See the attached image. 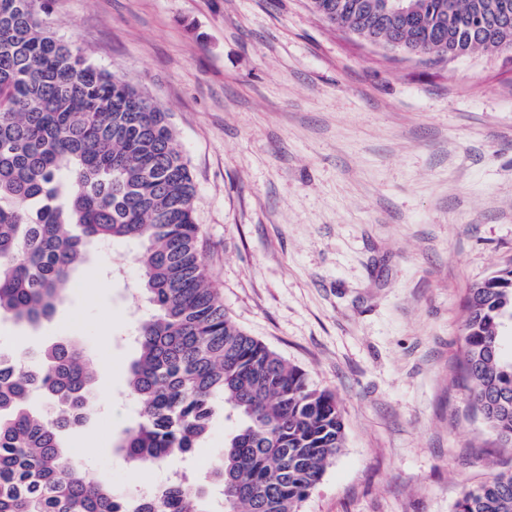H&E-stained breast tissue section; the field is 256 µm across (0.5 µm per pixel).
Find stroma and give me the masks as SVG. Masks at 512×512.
Wrapping results in <instances>:
<instances>
[{
    "mask_svg": "<svg viewBox=\"0 0 512 512\" xmlns=\"http://www.w3.org/2000/svg\"><path fill=\"white\" fill-rule=\"evenodd\" d=\"M42 19L169 113L226 314L335 394L345 445L300 512H455L512 469L459 370L466 290L512 263L511 52L431 61L308 0H48ZM131 252L92 248L40 325L0 318L2 352L77 339L114 364L67 440L129 494L157 477L113 451L150 311Z\"/></svg>",
    "mask_w": 512,
    "mask_h": 512,
    "instance_id": "obj_1",
    "label": "stroma"
}]
</instances>
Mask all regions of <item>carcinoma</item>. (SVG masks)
<instances>
[{
    "label": "carcinoma",
    "mask_w": 512,
    "mask_h": 512,
    "mask_svg": "<svg viewBox=\"0 0 512 512\" xmlns=\"http://www.w3.org/2000/svg\"><path fill=\"white\" fill-rule=\"evenodd\" d=\"M332 25L434 58L492 52L512 0H309ZM42 0H0V316L36 326L89 246L135 245L137 288L155 307L134 331L128 386L138 420L116 445L128 463L186 457L217 409L237 418L208 474L224 512H299L343 448L334 394L229 319L200 259L196 189L168 113L44 27ZM463 381L471 407L512 446V264L463 299ZM95 372L77 343L0 352V512H203L196 484L124 498L74 462L64 436L94 409ZM455 512H512V470L464 490Z\"/></svg>",
    "instance_id": "cac0c4a2"
}]
</instances>
